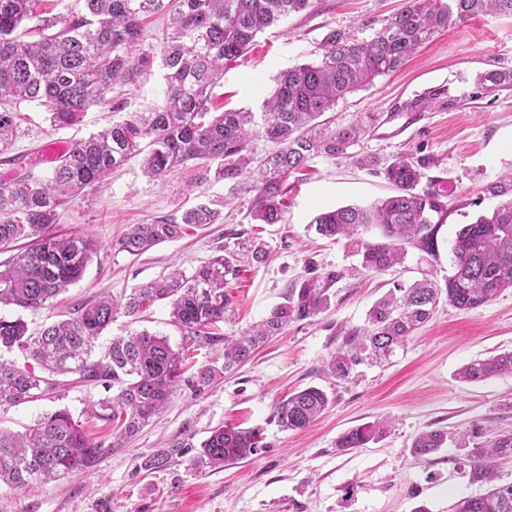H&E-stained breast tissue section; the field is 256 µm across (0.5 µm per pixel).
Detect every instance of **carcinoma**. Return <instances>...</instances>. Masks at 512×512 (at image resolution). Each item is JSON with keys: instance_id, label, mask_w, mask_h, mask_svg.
I'll return each instance as SVG.
<instances>
[{"instance_id": "1", "label": "carcinoma", "mask_w": 512, "mask_h": 512, "mask_svg": "<svg viewBox=\"0 0 512 512\" xmlns=\"http://www.w3.org/2000/svg\"><path fill=\"white\" fill-rule=\"evenodd\" d=\"M43 0H0V104L34 103L45 107L52 127L79 122L92 106L105 100L116 82L131 81L160 61L165 70V100L70 146L47 175L27 171L0 180V250L17 252L0 270V305L35 311L49 306L82 277L97 244L84 236L62 237L48 231L58 210L85 195L112 169L140 158L143 173L159 180L192 163L215 180H238L252 173L249 142L257 135L276 146L261 170L263 188L252 220L279 224L286 206L281 181L308 166L319 155L353 157L350 149L380 124V113L331 129L322 120L339 101L399 70L410 54L433 36L477 16L512 17V0H408L366 40L333 29L322 39L318 57L279 75L264 100L260 117L252 112H213L209 103L224 64L248 54L258 34L310 7V0H74L64 15L39 12ZM172 14L173 36L160 50L137 51L142 20ZM37 20V39L22 32L23 22ZM485 91L512 88V69L478 77ZM449 105L445 90L433 89L405 102L407 112ZM16 112L0 110V154L11 146ZM356 162L391 184L393 194L366 206L326 210L312 221L318 235L343 238L360 257L363 270L383 273L403 263L406 249L434 256L437 236L447 212L443 195L420 187L423 165L400 156L389 164L363 156ZM500 203L491 215L464 225L451 245L454 273L439 284L424 278L378 299L365 324L342 336L328 364L330 377L346 381L360 366L381 365L441 301L460 310L477 309L496 292L512 286V170L487 186ZM218 212L196 205L178 219L135 224L112 244L119 252L139 256L158 244L180 238L189 226L216 223ZM374 228L378 238L361 233ZM271 249L253 232L238 251H224L187 275L175 269L119 299L101 296L70 312V318L28 332L27 323L0 317V348L17 347L51 375H73L84 383L116 390L90 408L94 418L113 427L112 442L94 441L81 422L65 409L38 419L21 434L0 430V485L31 490L94 467L105 447L121 448L160 414L182 381L183 353L166 338L146 330L112 338L102 358H91L98 336L119 315L137 319L156 302H167L171 322L193 342L211 344V327L226 321L227 276L240 264L261 265ZM338 274L329 272L296 280L284 302L238 336L224 337L215 360L199 367L192 385L201 390L249 361L270 338L288 325L310 320L330 306L328 294ZM512 374V351L474 360L460 370L468 382ZM54 383L34 370L0 359V405L34 400ZM331 399L311 386L273 407L272 420L281 429L308 426L329 407ZM385 420L351 429L336 441L347 453L382 439ZM448 432L419 434L411 445L417 458L437 452ZM266 444L258 429L223 426L196 444L193 436L176 438L166 448L144 457L141 469L153 473L191 454L190 466L200 472L221 469L249 459ZM470 481L492 482L503 464L512 465V433L477 443L469 451ZM453 512H512V483L495 485L485 494L460 499Z\"/></svg>"}]
</instances>
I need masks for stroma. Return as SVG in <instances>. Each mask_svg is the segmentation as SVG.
<instances>
[{
	"instance_id": "35a3bbf8",
	"label": "stroma",
	"mask_w": 512,
	"mask_h": 512,
	"mask_svg": "<svg viewBox=\"0 0 512 512\" xmlns=\"http://www.w3.org/2000/svg\"><path fill=\"white\" fill-rule=\"evenodd\" d=\"M404 3L311 0L307 11L259 34L245 57L225 65L214 89L215 106L260 112L275 78L314 60L329 30L370 38ZM500 68L512 69V18L475 17L437 34L397 72L340 101L327 114L333 127L347 126L364 112L382 113L384 120L353 147L352 158L320 155L289 179L284 223L264 227L271 258L259 267H243L226 285L228 320L218 331L236 334L259 322L282 302L287 285L311 271L340 275L329 291V308L291 324L249 362L203 391L181 384L166 409L125 447L105 449L90 476L52 481L31 492L0 487V512H415L421 506L428 512H453L459 499L484 494L486 485L469 480L467 451L457 438L474 426L488 439L512 432V374L468 383L458 372L473 360L512 351V287L473 310L439 304L389 363L366 368L359 378L336 384L325 371L343 331L363 325L368 309L394 283L408 285L426 276L444 281L452 272L456 234L496 206L485 188L512 167V90L480 95L474 79ZM434 87L447 88L455 104L431 112L403 110V102ZM164 92V71L157 65L132 83L116 85L79 124L63 129L51 127L43 108L19 104L17 135L8 154L25 156L54 139H84L162 103ZM357 155L384 163L401 155L425 160L422 186L443 193L448 204L436 256L412 248L396 270L360 273L345 242L319 238L311 229L323 210L368 205L391 194L382 176L354 163ZM261 188L255 176L240 183L203 179L201 169L191 164L152 180L138 160H130L62 207L50 228L57 235H88L97 241L83 278L54 306L34 312L4 306L0 317L23 318L36 331L65 319L73 304L103 293L130 294L170 266L192 272L214 256L217 246L234 250L244 241ZM201 203L219 211L216 223L189 229L182 238L139 256L113 250V241L130 225L177 218ZM141 330L163 335L172 347L185 345L166 304L158 303L138 322L117 317L98 338L93 357H101L114 337ZM309 386L332 393V404L306 429L280 430L270 420L273 402ZM104 396L98 385L61 386L34 401L0 405V428L20 432L65 409L101 438L105 425L87 421L86 409ZM380 417L391 421L384 439L348 454L337 452L342 433ZM224 425L263 429L266 449L203 473L185 457L161 472L141 471L146 454L168 447L178 435L199 442ZM437 428L447 430V445L415 459V437Z\"/></svg>"
}]
</instances>
